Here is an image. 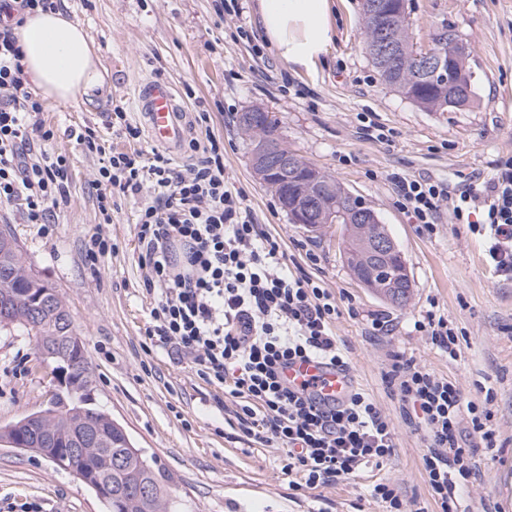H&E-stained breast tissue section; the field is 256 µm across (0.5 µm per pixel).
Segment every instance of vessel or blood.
I'll list each match as a JSON object with an SVG mask.
<instances>
[{
	"label": "vessel or blood",
	"instance_id": "vessel-or-blood-1",
	"mask_svg": "<svg viewBox=\"0 0 512 512\" xmlns=\"http://www.w3.org/2000/svg\"><path fill=\"white\" fill-rule=\"evenodd\" d=\"M138 103L147 119L150 140L160 146L176 147L184 137V129L177 117L172 86L161 80L149 81L142 86ZM283 378L294 388L316 384L322 401L327 403L344 401L353 386L349 372L313 359L289 364Z\"/></svg>",
	"mask_w": 512,
	"mask_h": 512
}]
</instances>
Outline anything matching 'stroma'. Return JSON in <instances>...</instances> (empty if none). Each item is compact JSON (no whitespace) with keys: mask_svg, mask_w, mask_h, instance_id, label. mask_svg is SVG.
Segmentation results:
<instances>
[{"mask_svg":"<svg viewBox=\"0 0 512 512\" xmlns=\"http://www.w3.org/2000/svg\"><path fill=\"white\" fill-rule=\"evenodd\" d=\"M86 32L104 74L103 87L47 104L42 114L55 137L50 150L69 163L70 197L49 229L28 223L22 201L0 206L28 265L55 288L82 338L94 397L135 447L171 477L185 512H382L367 493L389 480L407 512H439L422 468V434L406 425L385 379L393 353L460 384L467 399L486 406L496 433L481 451L458 512H512V279L497 275L482 237L441 214L434 229L414 223L397 204L392 174L430 179L458 191L491 174L512 154V0H408L410 32L424 46L454 30L466 43L475 97L467 107L429 112L385 85L363 53L362 0H332L331 41L310 67L288 64L264 39L257 0H233L234 14L218 17L213 0H61ZM168 80L182 111L209 113L211 133L224 143V166L255 223L271 235L290 269H301L336 297L333 330L341 352L376 406L395 426V448L383 466L347 481L298 488L283 469L285 452L247 437L231 402L198 378L171 347L145 351L152 296L143 289L136 214L149 189L115 196L111 223L100 221L96 158L82 153L73 130L88 125L112 148L113 106L144 125L139 85ZM259 107L273 115L289 150L366 199L403 252L412 294L399 308L363 288L348 270L341 227L315 233L290 223L277 197L252 171L253 146L238 125ZM374 122L385 141L366 138ZM110 240L109 253L90 259L93 233ZM438 308L458 334L451 361L432 348L413 323ZM390 319L387 336L370 335L369 319ZM55 390L33 337L0 331V428L43 408ZM493 401H486V392ZM0 512H106L77 478L32 452L0 445Z\"/></svg>","mask_w":512,"mask_h":512,"instance_id":"stroma-1","label":"stroma"}]
</instances>
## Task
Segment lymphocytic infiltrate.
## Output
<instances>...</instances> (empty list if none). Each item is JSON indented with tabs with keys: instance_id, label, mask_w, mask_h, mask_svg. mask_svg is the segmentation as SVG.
Here are the masks:
<instances>
[{
	"instance_id": "f902f5d3",
	"label": "lymphocytic infiltrate",
	"mask_w": 512,
	"mask_h": 512,
	"mask_svg": "<svg viewBox=\"0 0 512 512\" xmlns=\"http://www.w3.org/2000/svg\"><path fill=\"white\" fill-rule=\"evenodd\" d=\"M44 110L27 87L11 26L0 25V204L22 200L31 224L50 223L70 195L66 156L45 147L53 132L43 126ZM75 137L99 163L93 186L103 223L112 221L114 195L134 196L146 186L153 194L136 219L140 259L150 270L143 286L155 297L147 340L174 347L198 377L237 399L243 433L279 444L286 471L308 488L388 460L394 426L362 389L322 406L313 392L282 382L281 368L298 358L344 366L331 329L339 307L328 288L289 273L279 245L254 223L226 175L219 142L188 140L190 163L182 169L159 152L144 164L138 153L106 148L91 126ZM393 182L416 223L433 227L444 211L452 223H477L489 261L512 279V155L458 193L406 176ZM414 329L449 359L458 357V336L443 315L428 312ZM386 379L406 422L424 432L422 467L433 501L440 512H455L457 488L476 476L481 449L495 443L488 414L477 413L457 382L403 355H394Z\"/></svg>"
}]
</instances>
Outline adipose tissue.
<instances>
[{"label":"adipose tissue","instance_id":"ef3b65f1","mask_svg":"<svg viewBox=\"0 0 512 512\" xmlns=\"http://www.w3.org/2000/svg\"><path fill=\"white\" fill-rule=\"evenodd\" d=\"M259 13L267 40L288 63L307 67L325 53L331 0H259ZM13 33L25 73L46 102L67 101L103 85L84 30L62 11L25 15Z\"/></svg>","mask_w":512,"mask_h":512}]
</instances>
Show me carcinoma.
<instances>
[{
  "instance_id": "carcinoma-1",
  "label": "carcinoma",
  "mask_w": 512,
  "mask_h": 512,
  "mask_svg": "<svg viewBox=\"0 0 512 512\" xmlns=\"http://www.w3.org/2000/svg\"><path fill=\"white\" fill-rule=\"evenodd\" d=\"M396 39L402 43V56L391 68H383L373 64L381 80L394 88L418 107L430 112H447L460 109L470 103L474 95L472 72L468 67V56L465 45L458 46L454 57L448 62V86L439 89L432 81L421 73L422 63L415 57V44L408 32L407 13H402L394 29ZM463 72V82L468 94L463 98L455 97V82L458 72ZM254 122L247 120V113L239 117V126L251 141L258 138L279 139L278 122L267 120L260 108H253ZM304 175L314 181L317 195L324 198H336V204H346L348 190L342 187L329 175L319 171L311 164L304 166ZM13 288H46L39 274L18 263ZM411 288L410 278H401V265L392 261L389 266L378 274L377 296L392 304L403 305L408 301ZM15 316L19 321L16 328L24 329L28 335L50 336L59 335L69 328L75 327L72 316L52 320L43 313L39 305L19 303L15 306ZM112 460V468L104 467V461ZM74 467L86 475L99 477L102 482L112 488V512H181L179 504L172 495L170 476L162 470L154 460L148 459L144 451L133 447L124 429L112 426V447L95 448L74 458Z\"/></svg>"
}]
</instances>
